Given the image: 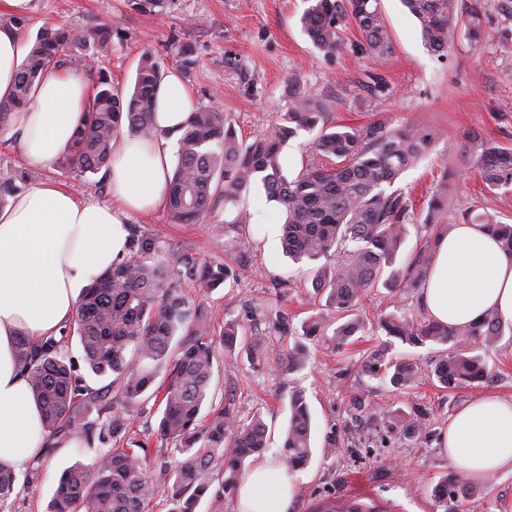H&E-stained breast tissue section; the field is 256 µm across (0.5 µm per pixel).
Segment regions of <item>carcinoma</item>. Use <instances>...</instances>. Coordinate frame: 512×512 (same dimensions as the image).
<instances>
[{"label":"carcinoma","instance_id":"cac0c4a2","mask_svg":"<svg viewBox=\"0 0 512 512\" xmlns=\"http://www.w3.org/2000/svg\"><path fill=\"white\" fill-rule=\"evenodd\" d=\"M301 23L314 48L331 57L342 46L343 28L355 27L363 38L362 52L376 58L391 50L390 35L379 0H307ZM417 18L422 38L434 53L448 51L464 32L477 44L482 41L481 16L489 0H403ZM31 19L0 15V30L25 34ZM112 27L100 23L82 30L64 25H44L31 44L17 74L14 90L0 100V127L10 114L31 99L36 82L61 70L81 67L86 56L102 61L112 54ZM177 73L188 82L197 57L194 45L177 42ZM95 74L93 93L87 97L83 117L73 141L63 151L61 167L82 175L107 170L112 162V142L127 131L137 138L164 136L152 119L155 91L167 75L149 51L136 66L131 93L121 94L103 67ZM292 106L269 134L252 142L239 139L224 113L208 106L193 108L178 138V162L173 169L165 207L173 221L201 224L215 211L217 201L236 204L242 194L261 182L267 198L282 207V249L295 264L316 262L331 252H341L343 263L333 269L312 268L313 295L326 297L327 306L346 317L336 326L331 341L344 345L363 329L358 302L374 288L398 293L418 288L433 260L437 238L449 230L454 215L465 224H482L501 247L512 252V224L487 211H458L448 175L429 196L421 217H415L402 189L401 175L415 167L433 134L419 126L394 129L383 119L365 126L338 124L318 128L325 106L315 94L302 91L298 79H288ZM319 130L313 143L316 159L290 180L280 163L284 145L299 131ZM474 165L490 189L512 185V150L486 146ZM38 177L24 171L0 179V207L14 196L19 184ZM420 221L426 238L410 257L401 259L407 225ZM227 264L195 265L179 246L157 253L153 239L131 230L129 256L84 289L73 320L88 372L111 379L122 397L120 407L103 404L99 392L64 356L54 337L22 336L16 344L17 361L27 371L32 393L41 409L50 436L91 438L101 443L123 439L130 425L128 407L147 391L163 405L157 428L158 457L170 475L165 504L168 512H196L198 502L209 499V512H224V498L235 492L247 458L265 448L266 427L256 417L242 424L222 406L209 404V393L219 347H235L238 324L224 323L214 336L211 316L184 295L181 282L190 280L205 294L230 276ZM386 335L410 346L446 344L455 351L440 358L432 375L441 388L457 390L487 376L480 349L492 347L507 328L494 313L472 324L448 327L430 319L409 320L389 313L378 321ZM323 318L302 323V336H322ZM306 345L297 341L285 358L289 371L304 367ZM370 377L380 374L397 389L422 378L419 366L404 359H388L378 352L361 364ZM164 380L156 382L159 374ZM208 413H203L204 408ZM97 409L95 422L86 413ZM427 413L415 407L400 414L396 425L404 437L419 439L426 430ZM311 415L302 392L289 400L288 430L280 448L289 469L305 465L312 454ZM145 448H109L89 463L66 468L48 512H154L158 489L147 468ZM16 469L0 464V501L14 490ZM444 512H459L463 503H474V490L454 473L435 487ZM318 512H383L344 502H330Z\"/></svg>","mask_w":512,"mask_h":512}]
</instances>
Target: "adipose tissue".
Wrapping results in <instances>:
<instances>
[{"mask_svg": "<svg viewBox=\"0 0 512 512\" xmlns=\"http://www.w3.org/2000/svg\"><path fill=\"white\" fill-rule=\"evenodd\" d=\"M27 48L0 30V100L11 96ZM88 95L83 74L49 76L29 105L12 112L29 166L46 168L71 143ZM194 108L177 73L162 80L154 123L178 136ZM172 146L118 137L108 171L109 202L82 201L45 182L0 210V464L39 456L47 444L42 414L16 342L58 335L76 312L83 290L127 255L134 215L164 204L172 173ZM428 315L461 326L493 312L512 322V253L482 225L457 224L440 236L424 278ZM440 447L468 479L512 471V400L491 394L471 398L448 419ZM296 488L284 467L264 461L244 473L234 512H289Z\"/></svg>", "mask_w": 512, "mask_h": 512, "instance_id": "ef3b65f1", "label": "adipose tissue"}]
</instances>
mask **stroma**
I'll list each match as a JSON object with an SVG mask.
<instances>
[{"instance_id":"35a3bbf8","label":"stroma","mask_w":512,"mask_h":512,"mask_svg":"<svg viewBox=\"0 0 512 512\" xmlns=\"http://www.w3.org/2000/svg\"><path fill=\"white\" fill-rule=\"evenodd\" d=\"M305 7V0H162L161 7L136 10L130 0H30L27 14L34 29L24 40L33 42L35 28L47 23L77 29L110 24L118 37L104 65L115 87L125 92L133 85L143 51H152L171 70L175 40L193 42L198 64L189 89L194 104L223 112L246 143L270 132L288 110L286 83L296 77L304 90L326 103L328 125H363L378 116L397 128L416 125L433 133L421 161L398 182L415 210L423 209L446 169L455 174L458 209L488 211L512 222V190H488L472 165L482 144L512 149V52H500L495 44L500 34L512 33V0H492L484 18L486 43L475 46L462 35L441 55L427 51L401 0H381L392 38V52L381 60L357 52L359 34L353 30L333 58H324L301 29ZM373 72L386 78L388 95L371 92L368 76ZM41 174L43 181L78 198H109L97 176L64 174L54 166ZM241 203L254 215L249 228L238 229L232 223L234 208L220 206L213 218L224 227L220 236L205 224L173 223L163 207L131 221L160 249L175 243L197 265L225 262L236 272L205 295L193 282L181 283L189 299L208 309L214 330L237 321L266 355L253 363L242 348L224 351L212 384L214 405L245 421L261 415L266 447L253 460L275 462L288 426V400L294 392L304 393L312 415V457L292 473L297 490L293 512H315L326 501L349 499L377 504L384 512H443L432 489L455 465L442 453L439 437L449 416L472 397L491 392L512 399V335L502 336L490 350V379L442 389L428 370L438 355L453 351V344L411 347L377 327L378 316L395 309L413 320L426 317L420 290L392 295L375 288L362 299L365 330L357 341L336 347L324 336L307 340L305 367L285 372L278 357L296 338L276 332L274 325L283 316L297 328L313 314L309 267L289 261L280 246H267L268 228L280 225L281 208L267 201L262 186L252 187ZM378 349L417 363L425 377L401 390L369 377L361 363ZM357 397L364 410L354 408ZM416 406L428 411L427 436L409 441L387 419ZM161 413L154 397L141 396L131 412V440L156 450ZM331 432L336 450L328 454L323 446ZM103 449L97 441L77 448L47 445L41 457L18 466L15 490L0 503V512H46L61 472L75 462H91ZM475 488L483 512H512L511 472H498Z\"/></svg>"}]
</instances>
